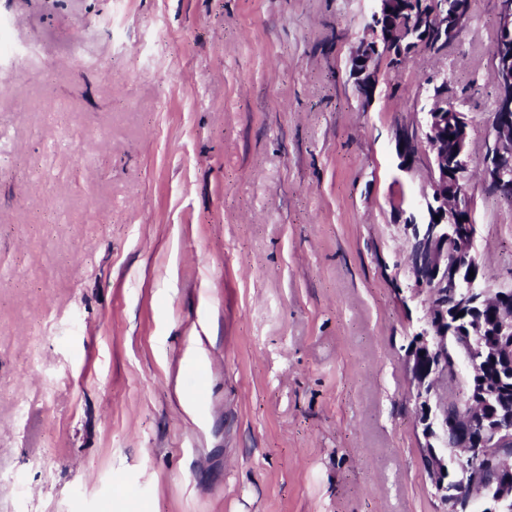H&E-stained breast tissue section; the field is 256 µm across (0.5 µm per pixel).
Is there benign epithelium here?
I'll return each mask as SVG.
<instances>
[{
  "mask_svg": "<svg viewBox=\"0 0 512 512\" xmlns=\"http://www.w3.org/2000/svg\"><path fill=\"white\" fill-rule=\"evenodd\" d=\"M369 28L372 39L359 43L352 56V74L360 98L372 97L377 69L375 60L380 48L392 49L395 42L405 41L412 30H433L443 39H454L460 29L459 15L446 10L419 13L402 0H374ZM499 31L512 36V0H501L497 16ZM493 80L498 90L497 112L492 122L494 153L483 164V182L499 193L512 192V70L499 60L493 63ZM397 138L403 157L413 159L426 147L433 153L434 166L430 193L424 195L427 222L409 224L408 239L418 245L413 265L414 295L424 294L429 308L450 304L459 309L484 306L492 298L496 306L492 313L495 333L486 335L488 325L482 319L469 323L467 329L454 336L456 353L469 360L475 354L478 336H487L480 352L495 360H512V288L502 286L497 291L487 285L482 266L473 250L476 226L467 224L462 215V191L466 190L468 172L469 121L465 113L445 99H433L423 121L415 127L398 131ZM439 219H434V216ZM448 349V330L433 321L432 312L424 317L423 327L414 339L407 365L419 401V423L426 439L423 466L430 477L435 495L442 505L441 512H471L472 493L468 488L484 486L483 462L499 456L504 442L503 427L494 418L486 419L481 438L469 440L472 412L465 408L448 414L433 402L436 388L447 384L448 391L458 387L456 365L443 360ZM455 433L464 449L461 463L464 480L448 486V453L439 450L441 435Z\"/></svg>",
  "mask_w": 512,
  "mask_h": 512,
  "instance_id": "benign-epithelium-1",
  "label": "benign epithelium"
}]
</instances>
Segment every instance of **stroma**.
<instances>
[{"mask_svg":"<svg viewBox=\"0 0 512 512\" xmlns=\"http://www.w3.org/2000/svg\"><path fill=\"white\" fill-rule=\"evenodd\" d=\"M373 6L0 0V512H440L407 368L433 157L396 132L446 85L512 284L498 0L366 102ZM505 46L503 58L507 59L509 54L512 66V43L503 42L497 35L491 52L493 56V80L498 90L494 101V109L497 103V112L492 122L494 136V153H491L483 164L481 176L486 185H492L498 193L510 195L512 189V171L509 172L510 178L507 179V170H512V70L505 68L500 62L498 56L494 59V49L499 43ZM510 45V47H509Z\"/></svg>","mask_w":512,"mask_h":512,"instance_id":"1","label":"stroma"}]
</instances>
